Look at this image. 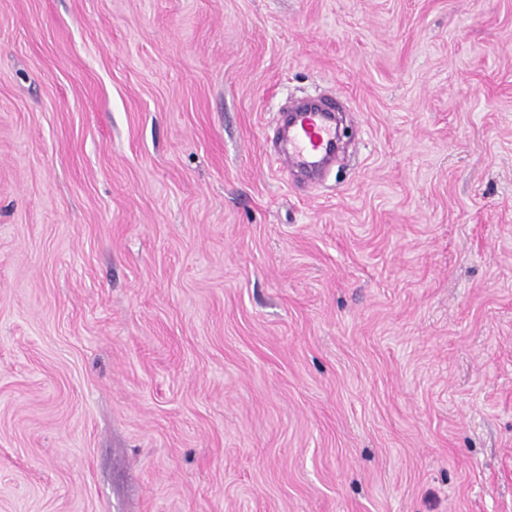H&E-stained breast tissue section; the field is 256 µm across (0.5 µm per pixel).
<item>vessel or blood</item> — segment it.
I'll return each instance as SVG.
<instances>
[{
	"mask_svg": "<svg viewBox=\"0 0 512 512\" xmlns=\"http://www.w3.org/2000/svg\"><path fill=\"white\" fill-rule=\"evenodd\" d=\"M333 104L300 105L286 113L281 130L280 159L290 170H311L322 164L336 146Z\"/></svg>",
	"mask_w": 512,
	"mask_h": 512,
	"instance_id": "1",
	"label": "vessel or blood"
}]
</instances>
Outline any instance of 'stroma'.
Here are the masks:
<instances>
[{
  "label": "stroma",
  "mask_w": 512,
  "mask_h": 512,
  "mask_svg": "<svg viewBox=\"0 0 512 512\" xmlns=\"http://www.w3.org/2000/svg\"><path fill=\"white\" fill-rule=\"evenodd\" d=\"M0 512H512V0H0ZM334 110L330 103L310 104L292 107L285 114L278 157L288 170H313L335 151Z\"/></svg>",
  "instance_id": "stroma-1"
}]
</instances>
